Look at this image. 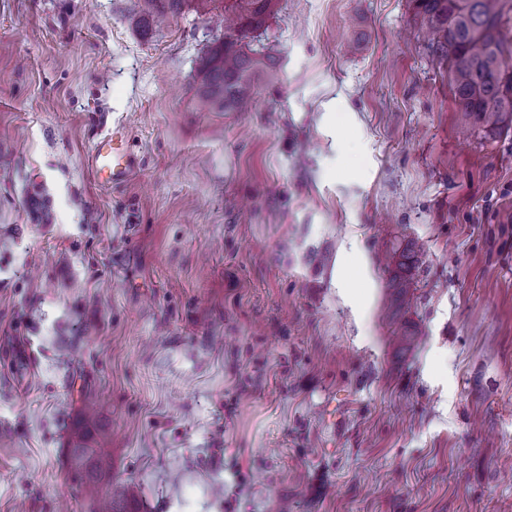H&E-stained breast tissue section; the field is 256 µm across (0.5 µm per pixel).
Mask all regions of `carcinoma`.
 <instances>
[{
	"mask_svg": "<svg viewBox=\"0 0 512 512\" xmlns=\"http://www.w3.org/2000/svg\"><path fill=\"white\" fill-rule=\"evenodd\" d=\"M222 3L228 34L211 48L197 70L198 106L207 112H247L262 80L275 78L269 57L245 42L264 27L276 0H143L144 22L154 15L177 16L193 6ZM507 0H414L422 25L433 30V52L448 61L455 111L474 126L496 127L512 116V48L501 38ZM105 433L76 428L68 460L80 481L94 485L110 475L112 460L101 451Z\"/></svg>",
	"mask_w": 512,
	"mask_h": 512,
	"instance_id": "1",
	"label": "carcinoma"
}]
</instances>
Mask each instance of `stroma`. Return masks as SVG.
I'll return each instance as SVG.
<instances>
[{
    "label": "stroma",
    "mask_w": 512,
    "mask_h": 512,
    "mask_svg": "<svg viewBox=\"0 0 512 512\" xmlns=\"http://www.w3.org/2000/svg\"><path fill=\"white\" fill-rule=\"evenodd\" d=\"M140 9L0 0V512H512V124L413 0H279L248 112L197 109L216 11ZM128 133L121 124H115L103 133L95 145L91 166L102 183L120 185L134 173L135 157L128 147ZM105 433L94 434L88 427L76 428L70 437L68 460L80 481L95 485L112 471V460L101 451Z\"/></svg>",
    "instance_id": "1"
}]
</instances>
